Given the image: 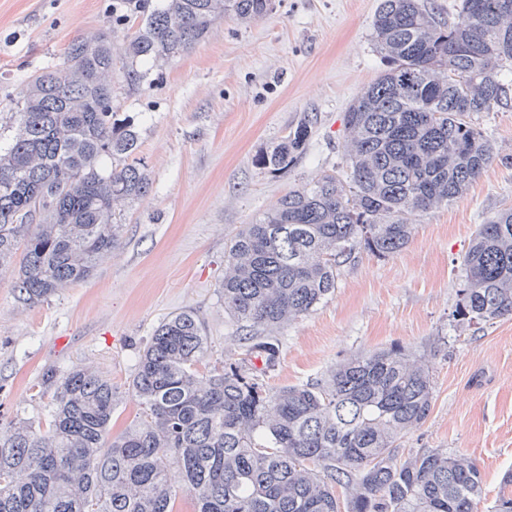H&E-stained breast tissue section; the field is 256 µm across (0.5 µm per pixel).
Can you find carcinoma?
Returning a JSON list of instances; mask_svg holds the SVG:
<instances>
[{
    "instance_id": "carcinoma-1",
    "label": "carcinoma",
    "mask_w": 512,
    "mask_h": 512,
    "mask_svg": "<svg viewBox=\"0 0 512 512\" xmlns=\"http://www.w3.org/2000/svg\"><path fill=\"white\" fill-rule=\"evenodd\" d=\"M270 0H165L125 46L137 65L177 57L215 21L263 18ZM386 69L345 113L346 168L288 191L226 247L224 312L244 341L243 363L206 373L198 316L161 321L130 380L138 424L112 436V381L76 366L43 374L45 428L0 427V512H475L478 466L443 449L399 457L397 443L431 413L434 383L402 349L352 356L320 382L268 388L280 350L273 333L311 314L359 251H400L410 216L461 199L494 160L472 117L512 107V0H460L443 20L425 0H380L372 20ZM299 123L257 158L290 169L310 138ZM138 135L112 112V43L72 42L65 69L29 83L0 136V266L24 245L17 291L38 304L87 281L120 245L116 212L145 196L132 159ZM112 159L121 166L110 168ZM456 316L469 325L512 315V206L478 225L460 265ZM261 361L257 367L255 361ZM181 476L180 488L168 478Z\"/></svg>"
}]
</instances>
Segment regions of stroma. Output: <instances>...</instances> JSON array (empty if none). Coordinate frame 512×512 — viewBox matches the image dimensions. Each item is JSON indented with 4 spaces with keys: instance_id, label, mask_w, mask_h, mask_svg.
I'll return each instance as SVG.
<instances>
[{
    "instance_id": "obj_1",
    "label": "stroma",
    "mask_w": 512,
    "mask_h": 512,
    "mask_svg": "<svg viewBox=\"0 0 512 512\" xmlns=\"http://www.w3.org/2000/svg\"><path fill=\"white\" fill-rule=\"evenodd\" d=\"M379 0H272L262 19L218 20L181 56L141 65L129 80L115 24L125 0H0V117L18 111L31 78L61 69L71 43L112 39V109L138 132L136 158L149 193L125 206L121 244L94 276L28 306L17 265L0 269V427L44 426L51 400L44 372L92 367L112 381V432L137 421L128 383L140 351L166 317L194 310L204 323L209 367L240 361L243 345L224 313L225 246L288 190L345 164L344 115L384 69L372 38ZM313 119L297 164L271 173L257 157L291 127ZM475 124L496 159L455 203L414 216L400 252L362 251L344 264L334 295L279 329L270 389L323 377L353 354L402 349L422 358L435 395L427 420L398 455L445 448L476 461L489 512L512 470V316L465 325L454 316L460 262L478 224L512 204V110Z\"/></svg>"
}]
</instances>
